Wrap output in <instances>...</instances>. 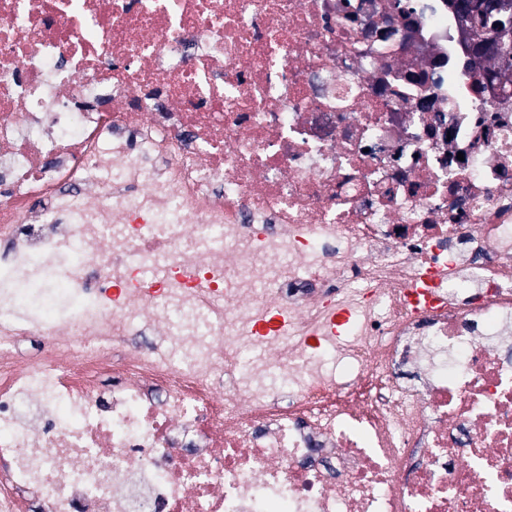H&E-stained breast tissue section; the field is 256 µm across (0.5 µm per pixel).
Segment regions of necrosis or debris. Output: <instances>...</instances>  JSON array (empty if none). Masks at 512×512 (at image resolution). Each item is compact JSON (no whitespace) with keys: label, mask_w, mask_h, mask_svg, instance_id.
I'll return each mask as SVG.
<instances>
[{"label":"necrosis or debris","mask_w":512,"mask_h":512,"mask_svg":"<svg viewBox=\"0 0 512 512\" xmlns=\"http://www.w3.org/2000/svg\"><path fill=\"white\" fill-rule=\"evenodd\" d=\"M485 66L447 0H0V512H512Z\"/></svg>","instance_id":"obj_1"}]
</instances>
